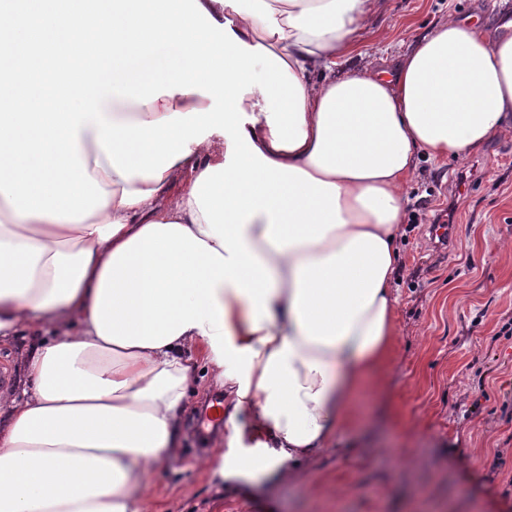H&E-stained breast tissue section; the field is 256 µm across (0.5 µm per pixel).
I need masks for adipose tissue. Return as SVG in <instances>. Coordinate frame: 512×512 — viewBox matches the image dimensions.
Segmentation results:
<instances>
[{
    "instance_id": "obj_1",
    "label": "adipose tissue",
    "mask_w": 512,
    "mask_h": 512,
    "mask_svg": "<svg viewBox=\"0 0 512 512\" xmlns=\"http://www.w3.org/2000/svg\"><path fill=\"white\" fill-rule=\"evenodd\" d=\"M281 2L32 18L44 37L108 46L94 66L46 69L74 109L0 129V338L37 335L34 385L0 424V512H143L135 477L181 445L190 346L224 383L222 478L299 479L386 361L415 156L460 157L507 129L512 8L491 33L438 23L386 74L338 69L372 0ZM195 23L228 52L205 70L180 54ZM131 43L158 65L110 89ZM214 139L223 151L203 153ZM48 322L77 330L47 336Z\"/></svg>"
}]
</instances>
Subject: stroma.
Returning <instances> with one entry per match:
<instances>
[{
	"instance_id": "1",
	"label": "stroma",
	"mask_w": 512,
	"mask_h": 512,
	"mask_svg": "<svg viewBox=\"0 0 512 512\" xmlns=\"http://www.w3.org/2000/svg\"><path fill=\"white\" fill-rule=\"evenodd\" d=\"M499 0H374L352 66L389 69L448 18L491 30ZM457 227L435 254L424 227ZM393 279L396 336L387 362L355 396L332 444L303 461L298 483L275 471L219 479L226 439L194 426L224 387L206 352L191 381L177 456L137 485L145 512H512V130L462 157L419 155L407 188ZM30 333L0 339L13 371L0 412L30 387Z\"/></svg>"
}]
</instances>
